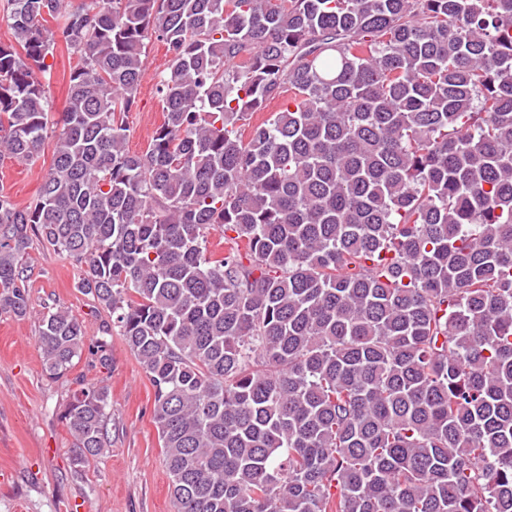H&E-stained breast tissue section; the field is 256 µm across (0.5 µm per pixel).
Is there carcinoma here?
Instances as JSON below:
<instances>
[{
	"mask_svg": "<svg viewBox=\"0 0 512 512\" xmlns=\"http://www.w3.org/2000/svg\"><path fill=\"white\" fill-rule=\"evenodd\" d=\"M63 3L0 0V160L37 157L39 74L79 57L36 200L0 195V316L29 315L32 237L83 267L174 512H512V0ZM151 39L165 116L135 154ZM38 346L52 378L111 361L61 306ZM109 405L64 407L76 476Z\"/></svg>",
	"mask_w": 512,
	"mask_h": 512,
	"instance_id": "obj_1",
	"label": "carcinoma"
}]
</instances>
